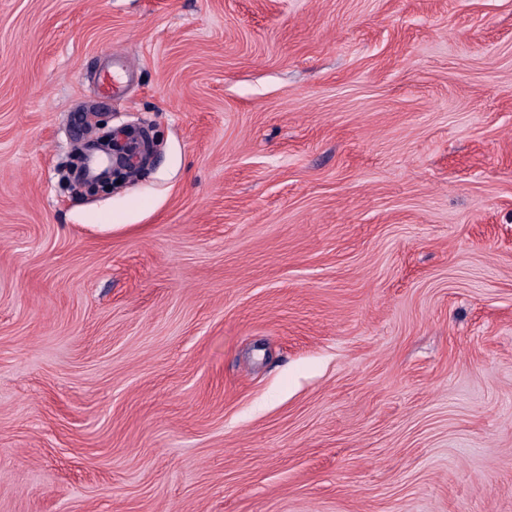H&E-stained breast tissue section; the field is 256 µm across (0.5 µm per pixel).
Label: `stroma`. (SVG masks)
Returning a JSON list of instances; mask_svg holds the SVG:
<instances>
[{
	"label": "stroma",
	"instance_id": "1",
	"mask_svg": "<svg viewBox=\"0 0 512 512\" xmlns=\"http://www.w3.org/2000/svg\"><path fill=\"white\" fill-rule=\"evenodd\" d=\"M0 512H512V0H0ZM107 153L112 159V167L104 170V182L112 176L124 177L128 172L139 170L147 158L148 145L139 133L127 130L121 138L112 135V151Z\"/></svg>",
	"mask_w": 512,
	"mask_h": 512
}]
</instances>
